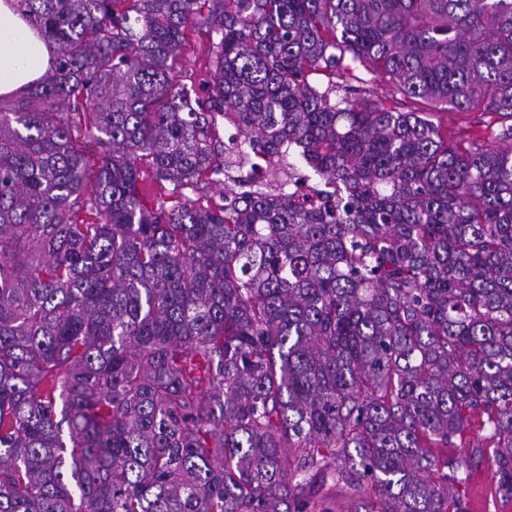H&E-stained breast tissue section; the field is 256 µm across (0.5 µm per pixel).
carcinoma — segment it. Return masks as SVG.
I'll use <instances>...</instances> for the list:
<instances>
[{
    "mask_svg": "<svg viewBox=\"0 0 512 512\" xmlns=\"http://www.w3.org/2000/svg\"><path fill=\"white\" fill-rule=\"evenodd\" d=\"M16 7L57 58L0 105V512H329L328 482L467 512L430 473L470 431L512 500V0ZM190 25L204 103L169 66ZM348 52L506 124L466 146L352 101ZM226 112L332 189L195 206ZM215 42V35L206 28L190 27L185 31L183 48L173 61V71L193 104L195 99L206 98V89L213 83Z\"/></svg>",
    "mask_w": 512,
    "mask_h": 512,
    "instance_id": "cac0c4a2",
    "label": "carcinoma"
}]
</instances>
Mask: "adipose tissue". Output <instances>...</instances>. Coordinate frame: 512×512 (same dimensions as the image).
<instances>
[{"mask_svg":"<svg viewBox=\"0 0 512 512\" xmlns=\"http://www.w3.org/2000/svg\"><path fill=\"white\" fill-rule=\"evenodd\" d=\"M51 61L47 41L17 10L14 0H0V95L27 88Z\"/></svg>","mask_w":512,"mask_h":512,"instance_id":"1","label":"adipose tissue"}]
</instances>
